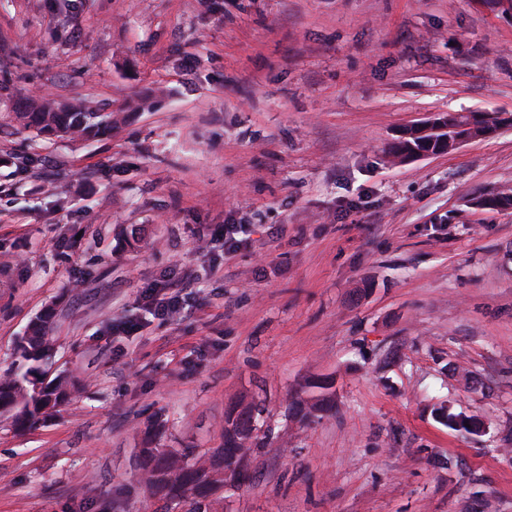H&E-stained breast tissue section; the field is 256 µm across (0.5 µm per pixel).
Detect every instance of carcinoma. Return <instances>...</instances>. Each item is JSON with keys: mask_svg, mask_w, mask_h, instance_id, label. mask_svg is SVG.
Wrapping results in <instances>:
<instances>
[{"mask_svg": "<svg viewBox=\"0 0 512 512\" xmlns=\"http://www.w3.org/2000/svg\"><path fill=\"white\" fill-rule=\"evenodd\" d=\"M440 118L448 125V143L433 144V149L438 153L454 150L453 142L458 136L484 138L486 125L496 123V119L487 117L473 124L468 116L449 112L440 114ZM15 119L24 128L48 137L112 135V113L100 112L83 102L56 107L48 101H32L23 111L16 113ZM426 139L427 136L419 134V129L410 126L402 132L395 152L406 156L412 149L426 144ZM483 201L497 209L512 208V190L488 195ZM50 319L51 313L48 311L36 317L23 336L25 344L16 345L15 369L9 375L0 377V412L12 414L22 429L39 425L70 400L73 393L69 380L61 376L55 377L50 385L40 390L35 388V378L45 372L52 355ZM257 430L255 414L246 408L232 419L230 427L224 431V444L210 458L191 459L166 448L141 449L148 490L163 493L168 502L191 500L189 512H208L207 499L212 492L224 487V465L236 462L238 452L250 440L258 438L255 434Z\"/></svg>", "mask_w": 512, "mask_h": 512, "instance_id": "1", "label": "carcinoma"}]
</instances>
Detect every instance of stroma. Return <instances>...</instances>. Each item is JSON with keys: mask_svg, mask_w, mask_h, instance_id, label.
Masks as SVG:
<instances>
[{"mask_svg": "<svg viewBox=\"0 0 512 512\" xmlns=\"http://www.w3.org/2000/svg\"><path fill=\"white\" fill-rule=\"evenodd\" d=\"M40 89L112 137L23 129ZM448 112L512 116L495 0H0V375L50 310L76 385L0 416V512H158L141 449L208 453L255 405L213 512H512V208L474 204L512 125L394 156ZM172 281L181 317L146 313ZM439 120L432 119L427 122L417 124L421 129L423 135H419L420 130L414 126L406 128L399 138V141L395 147V152L400 156H406L413 148H421L426 144V139L432 135V139H435V135L441 133L445 129L438 123Z\"/></svg>", "mask_w": 512, "mask_h": 512, "instance_id": "obj_1", "label": "stroma"}]
</instances>
